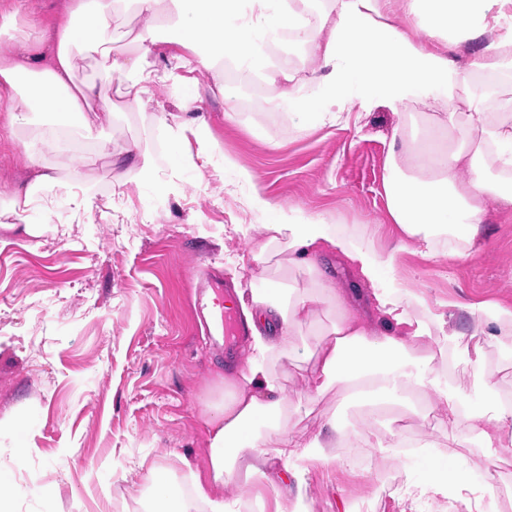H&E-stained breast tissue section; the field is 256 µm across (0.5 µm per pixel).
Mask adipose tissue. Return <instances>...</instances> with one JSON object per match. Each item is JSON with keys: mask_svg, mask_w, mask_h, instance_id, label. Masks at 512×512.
Segmentation results:
<instances>
[{"mask_svg": "<svg viewBox=\"0 0 512 512\" xmlns=\"http://www.w3.org/2000/svg\"><path fill=\"white\" fill-rule=\"evenodd\" d=\"M167 1L174 6L169 23L174 43L210 71L216 88L223 89L229 60L238 83L262 79L285 86L282 101L298 132L344 124L379 106L398 115L383 189L392 222L408 236L426 241L447 232L453 254L461 255L479 249L491 204L512 209V190L488 181L476 163L477 156H486L501 172H512V107L500 102L494 85L501 75L512 74V0H402L405 17L425 33L421 39L391 23L395 0H327L320 10L314 0H75L67 11L79 18V26L39 32L14 27L15 41L36 40L46 50L0 58V131L15 142L20 127L58 112L77 116L85 131L111 120L113 107L102 102L95 85L77 81L76 52L100 49L123 8L152 19ZM478 36L485 39L483 48L459 68L450 49ZM138 39L135 54L101 50L104 67L130 104L150 99L155 85L173 77L152 61L150 33L141 32ZM292 41L312 63L305 74L272 62L273 49ZM420 105L443 113L421 138L414 134ZM250 206L264 217L267 232L284 239L289 267L307 270L315 286L301 291L281 283L261 293L237 292L252 327V356L245 368L229 370L227 389L205 405L207 470L193 474L192 494L178 500L176 512H228L225 486L236 479L254 483L276 461L286 484L275 493L274 512H306L308 465H339L329 450L347 437L345 431L331 417L319 434L294 437L269 368L287 353L294 329L324 302L332 278L318 260L326 254L342 255L355 267L375 312L391 330L369 329L345 313L344 298H337L341 314L331 339L305 368L310 399L337 382L350 390L370 383L381 394L428 387L435 391L441 423L455 431L454 447L476 443L492 450L512 438L511 403L500 402L492 390L476 398L448 393L431 366L432 331L438 328L450 347L483 371V346L496 340V328L512 325L511 310L486 302L464 305L474 323L468 334L450 328L442 313L426 322L414 319L407 307L416 297L397 282L394 254L356 244L331 231L320 215L284 209L262 195H253ZM443 494L452 512H494L492 482L477 489L460 474L448 491L437 469L424 482L404 485L402 512H417L422 501Z\"/></svg>", "mask_w": 512, "mask_h": 512, "instance_id": "adipose-tissue-1", "label": "adipose tissue"}]
</instances>
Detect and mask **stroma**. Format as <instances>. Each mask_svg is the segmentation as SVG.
I'll list each match as a JSON object with an SVG mask.
<instances>
[{
  "instance_id": "stroma-1",
  "label": "stroma",
  "mask_w": 512,
  "mask_h": 512,
  "mask_svg": "<svg viewBox=\"0 0 512 512\" xmlns=\"http://www.w3.org/2000/svg\"><path fill=\"white\" fill-rule=\"evenodd\" d=\"M15 23L44 28L65 16L60 0H0V54L37 51L11 39ZM14 23V24H15ZM164 17L125 13L112 31V48L130 54L136 35L159 29L153 57L177 68L178 79L156 88L151 101L116 109L112 121L86 138L63 139L50 151L41 141L0 145V482L15 486L14 512H148L153 470L167 471L179 495L191 492L190 472L206 464L203 403L224 375V350L214 347L194 313L196 284L211 273L224 287L264 289L287 281L304 289L307 274L260 263L253 251L268 239L253 212V193L318 213L375 250L396 254L403 289L421 295L430 311L448 302H490L512 309V211L491 209L474 254H449L447 244L405 240L393 224L382 187L384 162L398 117L379 107L359 123L323 126L299 134L281 103V86H265L263 107L238 99L236 122L224 119V99L201 65L178 68V45L164 33ZM202 99L206 135L214 144L202 162L197 143L171 144L183 120L186 92ZM152 156L156 177L138 181L117 159L131 142ZM55 170L56 182L30 222L49 225L41 237L13 231L12 190L27 181L29 157ZM81 159L80 198L68 187V159ZM233 158L254 179L236 181L224 169ZM335 288L353 310L370 317L368 292L351 267L328 258ZM336 321L328 306L290 338L294 356L271 365L287 401L300 404L294 436L316 434L328 418L354 433L368 428L382 439L397 431L391 416L368 417L366 398L335 383L317 401L306 399L298 357L325 343ZM497 392H512V337L485 348ZM441 385L468 395L483 391L474 369L442 354ZM432 392H421L415 435L421 447L399 452L395 472L424 480L451 457L453 469L493 476L497 512H512V468H503L512 445L487 454L479 445L449 455L452 433L440 422ZM379 449L371 464L354 463L307 474L310 512H401L398 490L380 485Z\"/></svg>"
}]
</instances>
